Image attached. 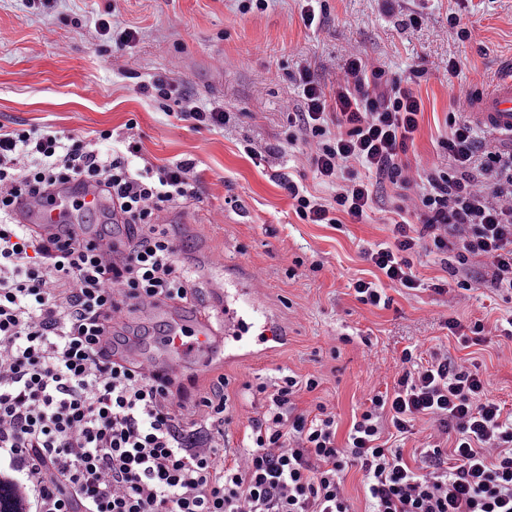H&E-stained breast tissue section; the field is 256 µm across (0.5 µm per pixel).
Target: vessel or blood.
Instances as JSON below:
<instances>
[{
  "label": "vessel or blood",
  "mask_w": 512,
  "mask_h": 512,
  "mask_svg": "<svg viewBox=\"0 0 512 512\" xmlns=\"http://www.w3.org/2000/svg\"><path fill=\"white\" fill-rule=\"evenodd\" d=\"M471 110L481 126L502 136L512 138V74L499 81L491 95L473 99ZM76 200L83 210L106 212L107 206L100 187L93 183L70 182L54 193L20 198L15 216L20 223L30 225L41 234H58L61 225L69 223L68 201ZM210 292L216 305L215 312L194 305L182 306L172 312L168 303L156 301L144 306V315L165 323L166 331L159 339L157 351L150 352L136 346L119 354V362L155 374L180 377L187 357H195L198 376L204 377L216 367V356L227 342L249 346L248 334L258 317L265 311L258 297L256 278L252 273L241 276L240 288L226 290L223 277L210 282ZM220 315V324H213V315Z\"/></svg>",
  "instance_id": "1"
}]
</instances>
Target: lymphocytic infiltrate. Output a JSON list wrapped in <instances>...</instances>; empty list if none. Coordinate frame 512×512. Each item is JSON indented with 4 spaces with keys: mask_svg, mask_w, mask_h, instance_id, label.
Masks as SVG:
<instances>
[{
    "mask_svg": "<svg viewBox=\"0 0 512 512\" xmlns=\"http://www.w3.org/2000/svg\"><path fill=\"white\" fill-rule=\"evenodd\" d=\"M384 75L359 51L329 93L300 70L302 101L287 115V142H304L317 177L339 188L328 201L279 174L296 216L362 223L371 177L389 180L398 190L391 239L365 251L380 273L414 289L416 255H435L452 275L480 257L492 288L512 298V152L487 150L468 120L448 116V164L410 196L406 156L423 102ZM111 140L108 130L87 140L0 129V467L14 472L29 512H349L343 473L351 466L365 474L371 512H512V416L478 371L447 354L422 362L404 349L393 391L371 397L342 447L323 402L296 407L318 378L244 383L265 409L249 417L251 443L229 464L227 378L200 396L198 417L172 377L112 362L103 348L112 319L155 299L194 296L164 217L199 194L192 161L139 167L131 156L138 141L122 153L106 150ZM353 162L362 173L349 171ZM73 180L99 184L121 213L117 251L77 237L60 245L16 222L19 196ZM423 417L437 441L414 468L383 434L411 433ZM451 430L447 450L439 440Z\"/></svg>",
    "mask_w": 512,
    "mask_h": 512,
    "instance_id": "lymphocytic-infiltrate-1",
    "label": "lymphocytic infiltrate"
}]
</instances>
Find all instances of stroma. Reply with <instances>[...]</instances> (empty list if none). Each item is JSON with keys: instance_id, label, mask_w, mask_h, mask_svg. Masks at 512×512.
I'll return each instance as SVG.
<instances>
[{"instance_id": "obj_1", "label": "stroma", "mask_w": 512, "mask_h": 512, "mask_svg": "<svg viewBox=\"0 0 512 512\" xmlns=\"http://www.w3.org/2000/svg\"><path fill=\"white\" fill-rule=\"evenodd\" d=\"M239 3L0 0V126L86 137L103 129L122 135L132 122L145 161L195 162L200 200L168 217L179 260L195 274L198 302L209 298V255L223 262L226 281L250 269L269 321L288 330L287 343L271 354L224 365L238 415L227 454L247 443L252 398L244 382L288 371L318 377L319 387L301 392L296 404L303 410L324 402L336 416L342 446L369 398L393 389L408 347L425 360L440 351L475 364L492 397L512 413V338L502 331L512 301L489 288V271L479 260L457 279L434 257L419 255L412 267L417 289L388 282L390 308L362 305L353 284L374 277L364 250L391 237L395 187L376 186L369 218L338 228L299 220L275 180L288 173L321 197L333 195L314 174L304 145H288L286 110L301 101L296 77L302 67L331 88L355 48L386 78L412 80L423 101L410 165L427 172L443 162L440 141L448 134L455 91L492 89L512 59V0H325L327 11L312 27L302 20L303 0H268L266 11L246 14ZM452 14L474 29L472 41L457 38L448 25ZM413 15L420 25L409 26ZM107 16L136 30V41L120 50L99 35L96 24ZM416 70L421 78H413ZM159 77L199 106L224 110L228 123L208 129L169 115L161 100L139 90ZM461 279L472 290L469 300L455 303L449 291ZM450 319L481 322L485 342L462 347L446 326Z\"/></svg>"}]
</instances>
